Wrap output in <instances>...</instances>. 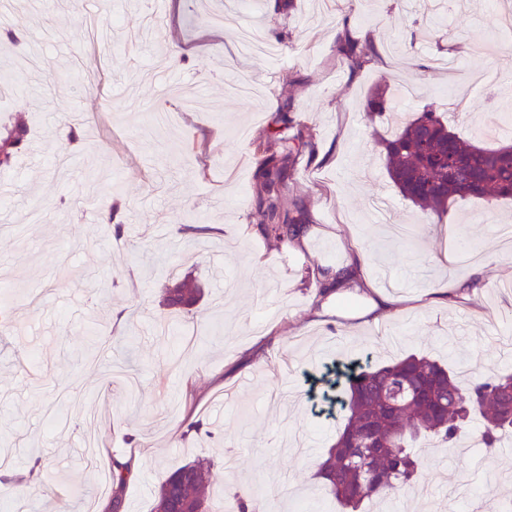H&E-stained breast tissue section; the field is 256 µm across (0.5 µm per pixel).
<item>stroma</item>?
Returning a JSON list of instances; mask_svg holds the SVG:
<instances>
[{"label": "stroma", "mask_w": 512, "mask_h": 512, "mask_svg": "<svg viewBox=\"0 0 512 512\" xmlns=\"http://www.w3.org/2000/svg\"><path fill=\"white\" fill-rule=\"evenodd\" d=\"M0 0V46L21 88L0 89V125L22 112L30 139L0 173V475L19 477L12 512H85L113 459L135 456L121 512H151L173 468L223 467L216 508L242 488L259 512H343L315 472L344 424L314 415L306 373L347 358L433 357L461 385L512 372V200L457 201L447 222L391 183L380 138L427 106L462 138L512 144V0ZM258 27L279 57L240 53ZM372 42L350 71L337 39ZM224 54V70L208 66ZM427 68L414 70L412 57ZM503 74L486 88L488 69ZM401 110L366 121L374 88ZM285 113L317 152L287 163L283 192L302 199L311 234L284 246L258 232L261 158L253 141ZM79 139H70L71 130ZM213 155L199 174L193 143ZM118 204L122 238L104 216ZM198 232L183 231V223ZM364 253V291L318 299L316 275ZM192 275L203 299L161 304ZM383 295L395 311L372 318ZM193 399H186V386ZM201 421L186 433L184 418ZM427 472L395 512H501L512 450L425 451ZM40 475L29 478L32 466ZM501 491L484 495L487 486Z\"/></svg>", "instance_id": "1"}]
</instances>
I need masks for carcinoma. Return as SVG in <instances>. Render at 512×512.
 I'll use <instances>...</instances> for the list:
<instances>
[{"label": "carcinoma", "instance_id": "cac0c4a2", "mask_svg": "<svg viewBox=\"0 0 512 512\" xmlns=\"http://www.w3.org/2000/svg\"><path fill=\"white\" fill-rule=\"evenodd\" d=\"M337 51L352 69L368 62L369 50L355 43L339 44ZM390 108L380 90L367 97L370 120ZM27 135L23 118L0 133L1 173L13 168ZM271 140L281 144L288 159L314 150L311 129H296L285 120H276L266 138L253 143L254 152H267ZM380 144L391 181L423 211L442 216L467 196L512 199V146L491 149L464 140L433 107ZM263 164L257 205L261 230L266 238L290 245L303 230L301 217L284 201L277 159L265 157ZM202 296L201 283L187 276L164 288L162 306L188 311ZM341 407L344 427L318 464L316 476L333 499L358 509L415 482L421 472V445L432 440L454 447L474 415L482 419L483 444L496 447L504 433L512 432V373L490 374L463 389L446 365L410 354L384 365L350 369ZM131 465L130 460H112V512H117ZM219 477L212 461L177 467L161 483L152 512H212L210 489Z\"/></svg>", "mask_w": 512, "mask_h": 512}]
</instances>
